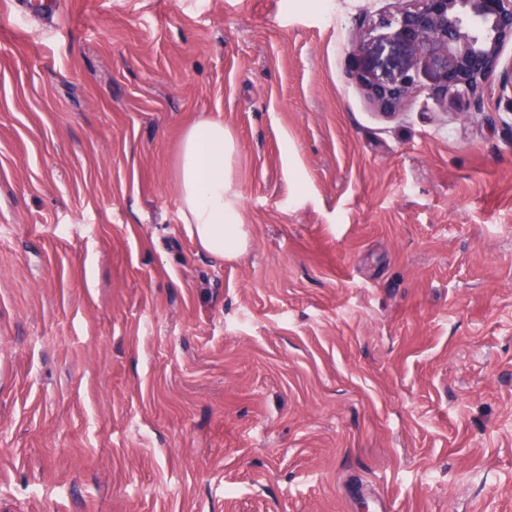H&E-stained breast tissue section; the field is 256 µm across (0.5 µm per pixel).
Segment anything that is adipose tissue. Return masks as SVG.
Wrapping results in <instances>:
<instances>
[{"instance_id":"1","label":"adipose tissue","mask_w":512,"mask_h":512,"mask_svg":"<svg viewBox=\"0 0 512 512\" xmlns=\"http://www.w3.org/2000/svg\"><path fill=\"white\" fill-rule=\"evenodd\" d=\"M237 151L234 134L223 121L202 118L186 130L176 160L184 229L201 250L221 260L237 258L248 247L232 177Z\"/></svg>"}]
</instances>
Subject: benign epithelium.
Listing matches in <instances>:
<instances>
[{
  "label": "benign epithelium",
  "mask_w": 512,
  "mask_h": 512,
  "mask_svg": "<svg viewBox=\"0 0 512 512\" xmlns=\"http://www.w3.org/2000/svg\"><path fill=\"white\" fill-rule=\"evenodd\" d=\"M393 17H381L359 36L353 48L359 60L371 41L401 47L406 59L395 73L379 78L357 66L355 76L368 97L394 111L434 69L431 94L457 102L478 94L490 80L512 89V67L500 68L502 48L512 44V0H407Z\"/></svg>",
  "instance_id": "1"
}]
</instances>
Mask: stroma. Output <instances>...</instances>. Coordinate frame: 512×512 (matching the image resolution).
Listing matches in <instances>:
<instances>
[{
	"instance_id": "obj_1",
	"label": "stroma",
	"mask_w": 512,
	"mask_h": 512,
	"mask_svg": "<svg viewBox=\"0 0 512 512\" xmlns=\"http://www.w3.org/2000/svg\"><path fill=\"white\" fill-rule=\"evenodd\" d=\"M0 0V512H512V92L383 114L402 0ZM223 120L249 247L175 163ZM237 151L224 121L201 118L186 130L176 160L181 223L201 250L221 260L237 258L248 247L232 177Z\"/></svg>"
}]
</instances>
